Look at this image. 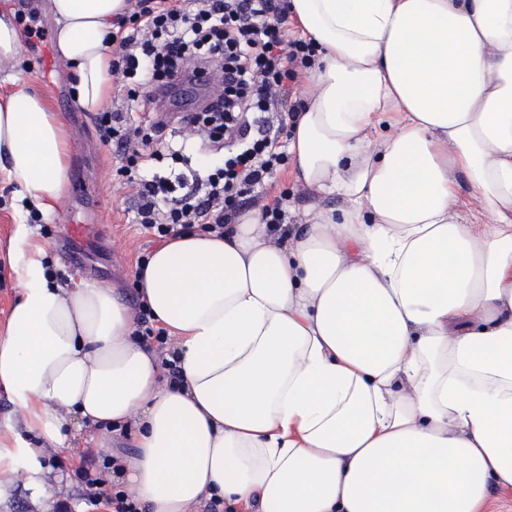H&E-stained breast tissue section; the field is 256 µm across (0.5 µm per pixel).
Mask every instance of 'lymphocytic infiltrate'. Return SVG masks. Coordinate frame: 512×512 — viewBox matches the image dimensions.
<instances>
[{"label": "lymphocytic infiltrate", "mask_w": 512, "mask_h": 512, "mask_svg": "<svg viewBox=\"0 0 512 512\" xmlns=\"http://www.w3.org/2000/svg\"><path fill=\"white\" fill-rule=\"evenodd\" d=\"M287 0H134L112 38V82L133 112L98 117L104 142L125 152L124 185L137 201V222L160 239L193 228L223 236L245 199L281 168L280 138L300 103H288L314 49L303 38L284 40ZM207 78L221 85L201 110L180 119L184 139L224 151L222 167L206 178L146 175L160 160L155 136L166 124L151 119L159 95L183 82ZM144 120H136V113Z\"/></svg>", "instance_id": "lymphocytic-infiltrate-1"}]
</instances>
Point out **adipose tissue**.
<instances>
[{"label":"adipose tissue","instance_id":"1","mask_svg":"<svg viewBox=\"0 0 512 512\" xmlns=\"http://www.w3.org/2000/svg\"><path fill=\"white\" fill-rule=\"evenodd\" d=\"M128 0H50L74 103L112 89ZM317 50L288 141L335 208L286 231L245 213L136 272L177 340L163 379L116 285L19 272L0 385L36 441L0 438V491L35 478L75 421L95 446L134 425L143 512L214 497L249 512H485L512 489V0H291ZM70 128L39 94L0 96V178L55 214ZM464 179L468 198L456 191Z\"/></svg>","mask_w":512,"mask_h":512}]
</instances>
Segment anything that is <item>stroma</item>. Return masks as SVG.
<instances>
[{
  "label": "stroma",
  "instance_id": "stroma-1",
  "mask_svg": "<svg viewBox=\"0 0 512 512\" xmlns=\"http://www.w3.org/2000/svg\"><path fill=\"white\" fill-rule=\"evenodd\" d=\"M18 85L45 96L53 111L67 116L73 133L69 183L57 217L50 221L36 217L29 220L33 236L46 249L51 272L62 283L74 278L119 284L128 304H136L137 258L151 255L156 246L135 222L136 202L117 175L122 160L116 144L101 140L96 113L75 108L71 78L64 63L54 62L52 71L44 72L31 45H24L14 78L0 74V92ZM11 191V186L0 179V332L6 327L10 307L19 293L15 270L26 260L14 241L18 213ZM263 196L268 202L284 197L292 218L321 203L328 207L338 204L334 198L318 200L296 179L290 163L268 180ZM73 224L88 227L78 243L81 259L75 264L65 256L67 233ZM42 467L47 478L64 476L62 495L51 498L36 482L17 481L0 499V512H108L107 494L95 492L93 487L107 463L94 451L87 430H75L69 450L48 451Z\"/></svg>",
  "mask_w": 512,
  "mask_h": 512
}]
</instances>
